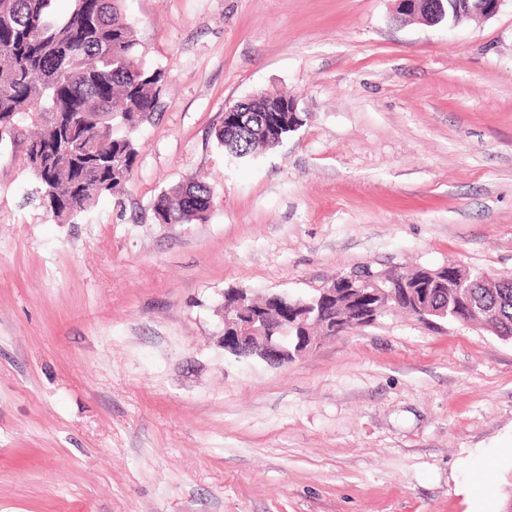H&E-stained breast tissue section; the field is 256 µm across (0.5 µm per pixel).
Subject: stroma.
<instances>
[{"label": "stroma", "instance_id": "stroma-1", "mask_svg": "<svg viewBox=\"0 0 512 512\" xmlns=\"http://www.w3.org/2000/svg\"><path fill=\"white\" fill-rule=\"evenodd\" d=\"M122 0L165 73L124 194L72 224L0 146V512H505L512 340L390 313L285 366L225 353L224 291L368 266L512 274V0ZM306 125L224 154V107ZM201 178L214 207L160 224ZM453 2V22L465 18H491L499 10L503 0H448ZM447 0H396L397 18L401 16L434 25L445 20L448 14ZM192 195L189 200L188 196ZM213 192L204 181L194 180L162 192L155 199L153 211L160 224H193L206 219L211 210Z\"/></svg>", "mask_w": 512, "mask_h": 512}]
</instances>
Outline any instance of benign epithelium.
I'll return each mask as SVG.
<instances>
[{"label":"benign epithelium","mask_w":512,"mask_h":512,"mask_svg":"<svg viewBox=\"0 0 512 512\" xmlns=\"http://www.w3.org/2000/svg\"><path fill=\"white\" fill-rule=\"evenodd\" d=\"M453 2V22L465 18H491L504 0H396L397 14L434 25L445 20L448 2ZM237 311L224 315V350L238 356L254 354L266 362L284 366L303 356L314 346L317 337L305 336L301 341L288 344V319L279 314L287 304L281 293H270L264 297L262 312L254 311V298L242 289L235 290ZM374 322L368 315L353 320L330 324L331 334L336 335L360 328Z\"/></svg>","instance_id":"1"}]
</instances>
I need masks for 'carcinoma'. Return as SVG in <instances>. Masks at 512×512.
<instances>
[{"mask_svg":"<svg viewBox=\"0 0 512 512\" xmlns=\"http://www.w3.org/2000/svg\"><path fill=\"white\" fill-rule=\"evenodd\" d=\"M52 0H0V140L23 149L24 165L38 182V199L60 224L87 212L101 195L124 193L135 168L138 150L133 138L112 136L113 112L134 132L154 109L164 73L143 66L137 55L133 27L119 8L120 0H70L63 15L50 10ZM285 96L262 94L246 102L242 113L253 127L250 135L216 130L225 153L245 159L273 149L293 132L288 113L267 121L268 107ZM213 192L194 180L162 192L153 211L159 224H192L206 219ZM404 287L380 296L349 291L328 302L349 318L379 304L414 311L415 299L448 306V322L479 321L449 287L457 278L474 282L472 300L495 311L496 335L512 338V287L497 281L480 285L483 272L448 264L431 269L396 268Z\"/></svg>","mask_w":512,"mask_h":512,"instance_id":"cac0c4a2","label":"carcinoma"}]
</instances>
